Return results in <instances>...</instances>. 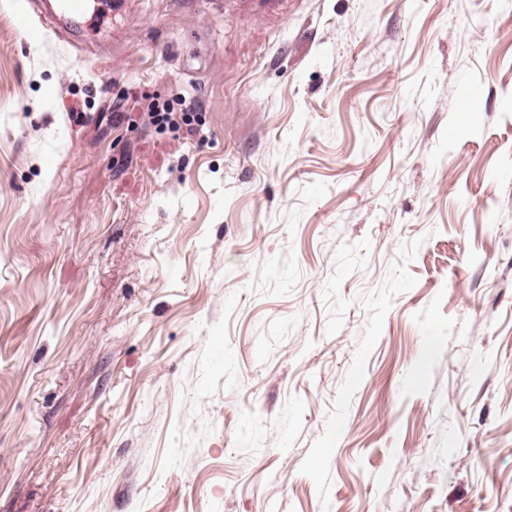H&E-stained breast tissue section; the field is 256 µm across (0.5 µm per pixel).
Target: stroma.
Listing matches in <instances>:
<instances>
[{
    "mask_svg": "<svg viewBox=\"0 0 512 512\" xmlns=\"http://www.w3.org/2000/svg\"><path fill=\"white\" fill-rule=\"evenodd\" d=\"M111 4L0 0V512H512V7ZM43 6L37 14L42 24L55 30L64 21L78 26L85 36H91L106 17L109 4L107 0H46ZM196 111V107H187L182 112H172L163 106L161 109L152 107V112H148L147 115L148 121L154 125H171L176 129L185 128L188 133H193L205 125L204 113Z\"/></svg>",
    "mask_w": 512,
    "mask_h": 512,
    "instance_id": "stroma-1",
    "label": "stroma"
}]
</instances>
